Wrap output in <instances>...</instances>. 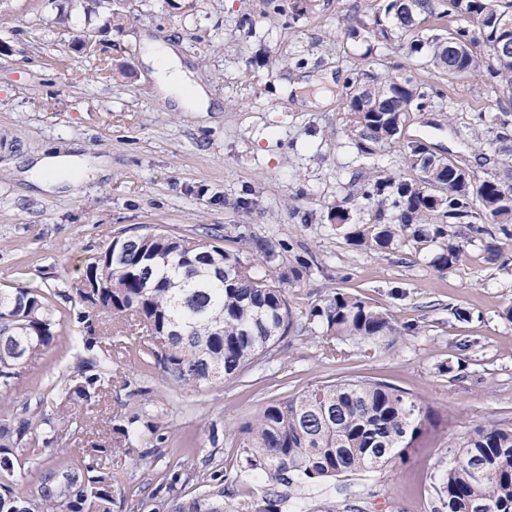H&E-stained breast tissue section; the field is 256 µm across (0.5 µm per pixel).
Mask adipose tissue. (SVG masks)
Listing matches in <instances>:
<instances>
[{
	"label": "adipose tissue",
	"mask_w": 512,
	"mask_h": 512,
	"mask_svg": "<svg viewBox=\"0 0 512 512\" xmlns=\"http://www.w3.org/2000/svg\"><path fill=\"white\" fill-rule=\"evenodd\" d=\"M143 60L156 75L157 89L179 112H207L212 100L193 79L172 42L151 38L142 40ZM88 162L78 155L42 154L24 171L28 182L41 186L67 183L72 174H84Z\"/></svg>",
	"instance_id": "obj_1"
}]
</instances>
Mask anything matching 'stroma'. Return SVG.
Wrapping results in <instances>:
<instances>
[{"label":"stroma","instance_id":"obj_1","mask_svg":"<svg viewBox=\"0 0 512 512\" xmlns=\"http://www.w3.org/2000/svg\"><path fill=\"white\" fill-rule=\"evenodd\" d=\"M379 0H315L298 23L274 13L270 0H142L135 20L113 33L104 60L71 47L84 24H32L29 0H0V288L37 281L52 294L58 320L53 343L26 354L20 373L0 387V421L24 420L25 484L59 463L97 459L115 477L112 512H150L166 464L195 470L232 465L237 450L213 432L251 420L268 403L343 379L379 381L422 399L433 420L394 467L288 488L282 512H434L432 478L448 465V450L488 419L512 425V238H498L489 259L483 242H467L462 224L448 240L466 242V256L441 270L443 243L408 237L374 252L355 246L329 215L341 206L365 223L372 208L351 198L362 173H406L398 144L362 154L347 124L345 86L375 63L377 71L412 69L415 60L379 41L350 38V25L371 22ZM172 37L195 80L218 109L175 112L157 92L142 61L141 37ZM124 65L126 78L113 79ZM330 71L338 83L307 105L292 83ZM512 109L492 83L463 80L443 112L407 115L402 137L425 143L480 180H506L512 139H496ZM483 123H475L476 113ZM55 151L107 157V172L83 177L76 190L45 191L12 172L19 157ZM219 228L224 248L243 235L270 242L273 263L250 261L278 276L307 260L285 284L294 325L264 361L243 376L201 391H177L158 369L138 361L141 337L120 331L100 311L94 334L77 323L72 301L89 257L120 232L203 236ZM361 296L415 332L364 356L339 362L326 355L306 314L326 295ZM458 307L472 317L460 322ZM112 359L95 403L69 396L83 364ZM458 362L457 371L441 366ZM156 427L164 441L157 459L141 462L149 441L121 430L130 416Z\"/></svg>","mask_w":512,"mask_h":512}]
</instances>
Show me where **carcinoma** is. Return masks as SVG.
I'll use <instances>...</instances> for the list:
<instances>
[{
    "instance_id": "1",
    "label": "carcinoma",
    "mask_w": 512,
    "mask_h": 512,
    "mask_svg": "<svg viewBox=\"0 0 512 512\" xmlns=\"http://www.w3.org/2000/svg\"><path fill=\"white\" fill-rule=\"evenodd\" d=\"M82 4L87 26L75 39L82 54L98 57L97 41L120 31L136 7L130 0H40L38 20L51 12L55 23L69 22L74 2ZM313 0H285L277 11L298 22ZM107 9L103 24L91 17ZM512 0H384L372 25L348 29V36L395 43L421 68L452 83L482 78L499 86L512 101ZM449 39L462 48L441 50ZM446 93L407 73H360L346 92L347 119L365 155L392 143L402 133L407 112L443 109ZM410 169L419 177L373 176L358 195L376 204L365 224L335 210L330 219L345 229L354 245L379 252L403 237L432 242L447 236L448 224L469 225L471 240L492 237L488 225L512 237V187L477 180L464 168L436 157L420 141L403 145ZM266 262L274 247L245 240ZM465 256V245H450L435 258L445 269ZM84 277L96 288L75 289L81 303L112 313L135 327L144 341L139 361L156 367L173 388L199 390L245 373L290 330L293 316L286 292L269 276L258 275L240 252L197 237L149 238L123 233L88 259ZM51 293L39 282L0 290V384L7 386L21 366L20 353L50 345L58 335ZM321 329L325 354L342 361L348 344L364 350L390 346L403 335L387 313L358 295L337 290L306 313ZM75 394L89 402L111 372L108 357ZM430 413L423 403L382 382L340 381L317 385L272 401L238 430L229 431L239 448L235 479L293 486L321 478L356 475L404 459L424 433ZM22 421L0 428V512H112V472L93 460L81 467L50 468L35 494L19 488L17 443L26 436ZM200 480L204 489L185 493ZM228 470L219 467L199 477L186 464L166 469L154 494V512H224ZM439 512H512V426L487 420L449 449L448 470L433 479ZM244 512H281V499L265 492L251 496Z\"/></svg>"
}]
</instances>
